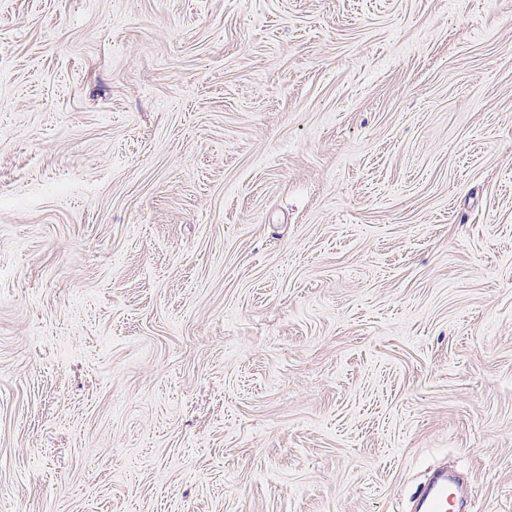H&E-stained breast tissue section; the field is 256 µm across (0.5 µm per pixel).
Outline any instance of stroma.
I'll return each mask as SVG.
<instances>
[{"label":"stroma","mask_w":512,"mask_h":512,"mask_svg":"<svg viewBox=\"0 0 512 512\" xmlns=\"http://www.w3.org/2000/svg\"><path fill=\"white\" fill-rule=\"evenodd\" d=\"M512 512V0H0V512ZM452 475L446 471L440 472L430 483L421 490L418 498L420 512H447L448 506H454V496L450 493L448 483Z\"/></svg>","instance_id":"stroma-1"}]
</instances>
